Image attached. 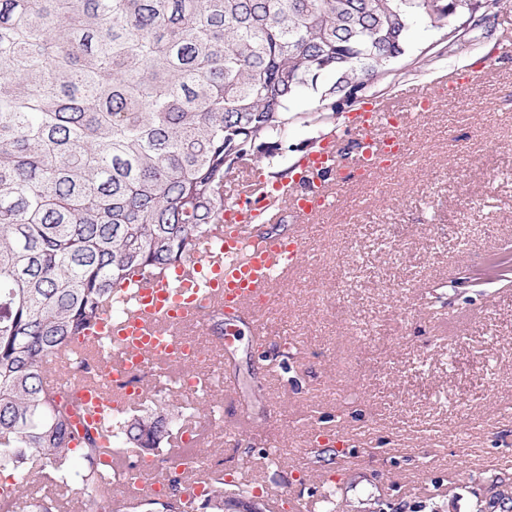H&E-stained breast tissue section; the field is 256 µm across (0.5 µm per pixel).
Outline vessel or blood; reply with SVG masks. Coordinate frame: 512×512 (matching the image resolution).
<instances>
[{
  "label": "vessel or blood",
  "mask_w": 512,
  "mask_h": 512,
  "mask_svg": "<svg viewBox=\"0 0 512 512\" xmlns=\"http://www.w3.org/2000/svg\"><path fill=\"white\" fill-rule=\"evenodd\" d=\"M404 107L400 98L380 101L353 116L357 152L343 175L328 181L322 177L338 164L339 148L333 144L304 160L296 185L279 194L277 206L265 201L253 210L237 202L225 206L223 236L204 245L202 260L192 261L187 275H148L120 284L115 300L123 317L97 325L90 338L54 356L45 366L49 387L75 398L86 409L85 421L96 425L138 393V374L190 362L192 350L202 346L210 312L220 309L230 316L252 308L255 333L268 335L272 324L258 299H271L277 278L299 272L308 257L309 231L323 212L343 202L353 186L396 169L411 123ZM285 213L296 223L291 236L260 237L245 229L256 220L279 223ZM105 355L113 363L112 373H74V366Z\"/></svg>",
  "instance_id": "vessel-or-blood-1"
}]
</instances>
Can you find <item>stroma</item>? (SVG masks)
Listing matches in <instances>:
<instances>
[{"mask_svg":"<svg viewBox=\"0 0 512 512\" xmlns=\"http://www.w3.org/2000/svg\"><path fill=\"white\" fill-rule=\"evenodd\" d=\"M510 34L512 0H502L491 37L463 40L450 59L414 27L411 51L424 63L387 89L418 87L435 103L410 135L409 159L355 187L318 224L304 271L274 286L272 335L254 334L248 310L231 349L208 330L207 395L169 373L143 381L138 408L166 401L180 413L162 456L196 430L208 480L224 479L228 499L248 489L261 512H293L299 499L305 512H512L502 497L512 490V284L495 270L512 256ZM453 73L471 80L465 96L450 87ZM317 106L312 94L293 99L275 158L243 161L225 185L277 186L351 119L315 121ZM209 405L223 430L205 426ZM341 431L354 442L336 444ZM318 433L326 440L311 447ZM153 460L127 452L121 461L141 483L109 494L10 471L0 483H21L23 499L64 512H99L107 499L151 502Z\"/></svg>","mask_w":512,"mask_h":512,"instance_id":"obj_1","label":"stroma"}]
</instances>
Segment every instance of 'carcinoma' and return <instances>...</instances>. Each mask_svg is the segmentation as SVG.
<instances>
[{
    "instance_id": "obj_1",
    "label": "carcinoma",
    "mask_w": 512,
    "mask_h": 512,
    "mask_svg": "<svg viewBox=\"0 0 512 512\" xmlns=\"http://www.w3.org/2000/svg\"><path fill=\"white\" fill-rule=\"evenodd\" d=\"M500 0H0V470L96 488L102 459L155 453L177 417L80 433L43 364L135 275L202 249L224 177L279 149L289 104L317 119L378 93L423 23L455 53ZM193 512H224V479Z\"/></svg>"
}]
</instances>
